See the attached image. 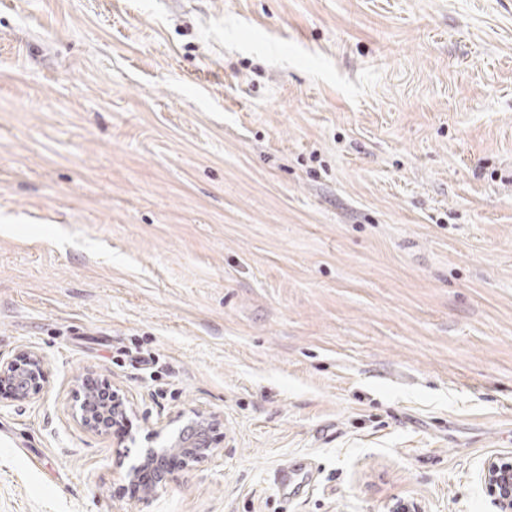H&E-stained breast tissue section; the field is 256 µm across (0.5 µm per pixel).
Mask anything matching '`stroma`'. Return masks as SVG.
Masks as SVG:
<instances>
[{
    "instance_id": "35a3bbf8",
    "label": "stroma",
    "mask_w": 512,
    "mask_h": 512,
    "mask_svg": "<svg viewBox=\"0 0 512 512\" xmlns=\"http://www.w3.org/2000/svg\"><path fill=\"white\" fill-rule=\"evenodd\" d=\"M25 350L0 512H496L512 0H0V358ZM104 382L125 432L75 417ZM195 410L216 455L128 494ZM42 366V355L32 350L24 351L11 359L1 358L0 390L1 386L8 385L4 391L12 402L33 399L41 389ZM310 473L307 465L300 461L283 463L276 472V483L284 495H288V487L294 484L306 483L310 480Z\"/></svg>"
}]
</instances>
